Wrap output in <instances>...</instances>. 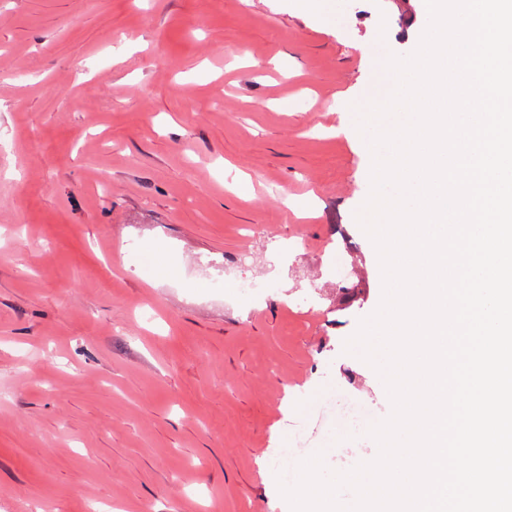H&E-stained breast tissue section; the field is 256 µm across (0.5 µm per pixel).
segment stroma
I'll return each mask as SVG.
<instances>
[{"label": "stroma", "mask_w": 512, "mask_h": 512, "mask_svg": "<svg viewBox=\"0 0 512 512\" xmlns=\"http://www.w3.org/2000/svg\"><path fill=\"white\" fill-rule=\"evenodd\" d=\"M421 0H0V512H291L378 454L354 106ZM66 92L52 96L48 87Z\"/></svg>", "instance_id": "1"}]
</instances>
